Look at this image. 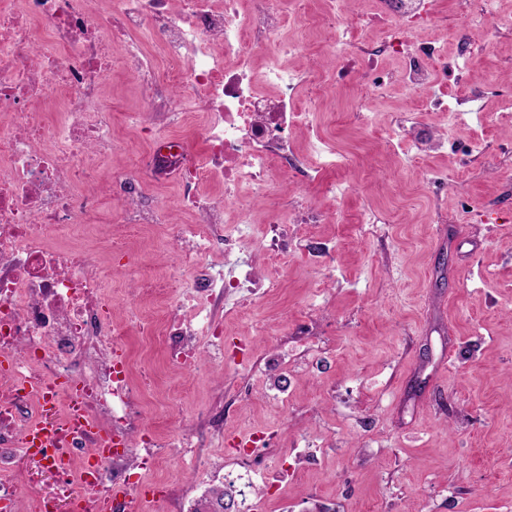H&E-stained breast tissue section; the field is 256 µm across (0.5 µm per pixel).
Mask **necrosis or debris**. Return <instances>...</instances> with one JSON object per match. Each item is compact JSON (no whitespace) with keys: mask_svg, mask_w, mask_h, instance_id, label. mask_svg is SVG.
Returning <instances> with one entry per match:
<instances>
[{"mask_svg":"<svg viewBox=\"0 0 512 512\" xmlns=\"http://www.w3.org/2000/svg\"><path fill=\"white\" fill-rule=\"evenodd\" d=\"M91 0H0V512H142L143 473L180 459L191 431L137 433L145 409L120 349L130 328L161 333L169 359L198 371L224 364V325L210 305L225 289L263 287L253 266L229 277L214 274L211 254L230 256L240 238L225 230V215L242 192L262 197L279 174L298 165L308 182L326 169L347 168L332 145L336 115L322 112L336 76L324 57L337 53L364 70L368 85L396 81L419 98L397 143L426 156L442 147L424 134L425 117L447 111L441 89L456 62L409 32L434 24V0H376L386 28L369 38L363 15L347 0H324L310 13L307 0H107L95 14ZM323 30L311 51L287 29ZM147 33L160 57L144 53ZM153 90V113L198 129L197 139L175 134L152 153L105 171L106 157L129 150L114 135L111 106L100 101L111 76L114 49ZM311 55L303 73L284 69L282 54ZM399 59L390 71L383 64ZM178 89L199 112L176 111L163 91ZM61 108L55 123L46 105ZM321 112L311 126L309 115ZM307 128L312 150H295L292 130ZM173 170L183 223L146 198L147 169ZM220 185L200 193L201 183ZM121 201L123 236L136 238L163 224L181 256L179 275L194 282L195 313L169 297L162 281L134 251L112 243V205ZM326 211L303 206L266 218L270 255L288 254L287 227L321 224ZM102 227L110 253L127 256L137 294L150 304L136 323L113 318L105 288L111 269L73 243L78 225ZM65 432L62 442L28 446L33 428ZM54 475L52 493L26 495L17 458Z\"/></svg>","mask_w":512,"mask_h":512,"instance_id":"1","label":"necrosis or debris"}]
</instances>
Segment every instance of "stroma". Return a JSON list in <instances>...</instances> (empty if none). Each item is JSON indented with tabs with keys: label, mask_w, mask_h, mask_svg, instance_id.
<instances>
[{
	"label": "stroma",
	"mask_w": 512,
	"mask_h": 512,
	"mask_svg": "<svg viewBox=\"0 0 512 512\" xmlns=\"http://www.w3.org/2000/svg\"><path fill=\"white\" fill-rule=\"evenodd\" d=\"M512 20V0H437L440 24L417 29L453 56L467 37L462 79L448 109L428 116L448 148L416 157L385 139L416 95L391 82L367 93L362 74L343 81L324 109L368 96L367 123L337 129L351 154L328 204L322 186L289 173L284 190L243 196L247 214L235 262L256 261L274 290L225 293L224 365L208 373L167 362L137 335L125 347L141 370L143 426L175 416L198 429L196 457L240 469L250 512H512V29L489 36L484 13ZM121 107L118 135L137 154L170 135L149 112L150 90L129 66L103 88ZM444 178L429 195L424 180ZM306 202L322 224L288 227V256L266 254V212ZM389 214L393 223L354 224ZM224 407V435L205 430ZM169 483L181 512H203L222 471L171 463L146 475Z\"/></svg>",
	"instance_id": "35a3bbf8"
}]
</instances>
